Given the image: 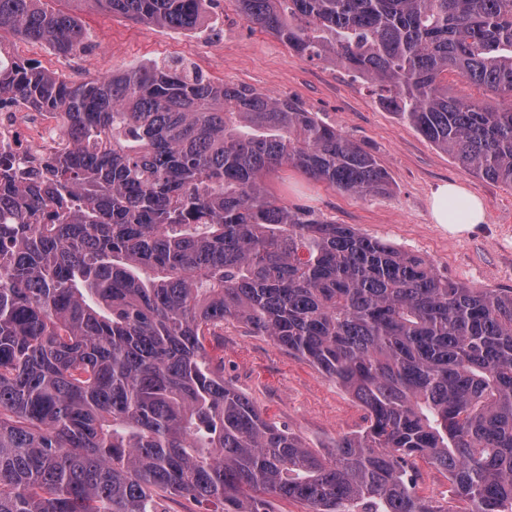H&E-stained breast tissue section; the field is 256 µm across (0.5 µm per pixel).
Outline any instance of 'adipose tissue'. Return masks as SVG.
<instances>
[{
  "mask_svg": "<svg viewBox=\"0 0 512 512\" xmlns=\"http://www.w3.org/2000/svg\"><path fill=\"white\" fill-rule=\"evenodd\" d=\"M430 212L434 223L447 226L453 234L470 232L487 218L483 202L454 182L441 184L433 191Z\"/></svg>",
  "mask_w": 512,
  "mask_h": 512,
  "instance_id": "adipose-tissue-1",
  "label": "adipose tissue"
}]
</instances>
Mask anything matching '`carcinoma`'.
I'll list each match as a JSON object with an SVG mask.
<instances>
[{
	"label": "carcinoma",
	"instance_id": "carcinoma-1",
	"mask_svg": "<svg viewBox=\"0 0 512 512\" xmlns=\"http://www.w3.org/2000/svg\"><path fill=\"white\" fill-rule=\"evenodd\" d=\"M0 0V27L62 54L73 16ZM192 31L208 0H93ZM295 53L379 102L477 176L512 186V0H236ZM57 112L67 143L35 170L0 155V512H447L408 477L448 472L469 512H512V288H470L425 258L269 194L294 168L360 196L375 156L290 99L188 65L75 84L0 45V97ZM237 321L363 406L321 456L224 384L207 343ZM448 89L457 96L465 95L475 100L486 101L499 106H506L511 103L510 99L503 101L501 98L491 95L482 88L478 89L456 73L448 74Z\"/></svg>",
	"mask_w": 512,
	"mask_h": 512
}]
</instances>
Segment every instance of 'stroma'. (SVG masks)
Here are the masks:
<instances>
[{"label": "stroma", "mask_w": 512, "mask_h": 512, "mask_svg": "<svg viewBox=\"0 0 512 512\" xmlns=\"http://www.w3.org/2000/svg\"><path fill=\"white\" fill-rule=\"evenodd\" d=\"M48 6L78 19L86 32L83 46L64 56L49 45L0 30V45L17 60L70 82L179 60L213 83L245 84L275 98H291L371 151L387 171L390 188L381 195L359 197L288 168L267 177L269 193L419 254L439 276L472 288H512V187L461 166L383 108L369 82L333 61L300 56L249 24L235 0H208L205 24L192 32L136 23L101 9L93 0H49ZM448 181L482 199L486 224L454 235L432 222L431 195ZM210 347L224 359L225 384L308 448L332 451L338 439L365 428V412L350 394L270 338L228 321ZM415 467L420 497L450 512H466L468 504L455 496L447 473L422 459Z\"/></svg>", "instance_id": "stroma-1"}]
</instances>
